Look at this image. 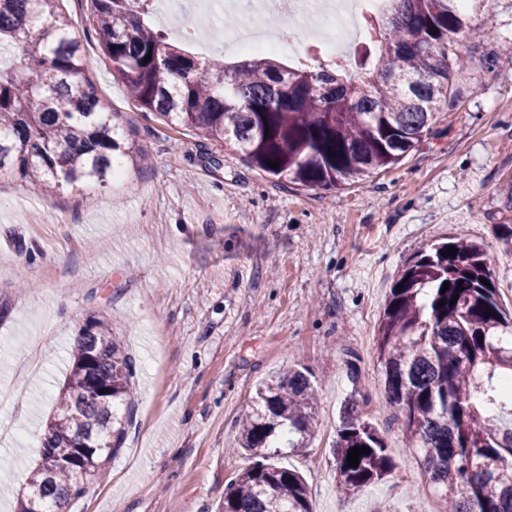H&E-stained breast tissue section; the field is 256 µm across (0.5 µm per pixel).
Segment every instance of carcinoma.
Returning a JSON list of instances; mask_svg holds the SVG:
<instances>
[{"label":"carcinoma","mask_w":512,"mask_h":512,"mask_svg":"<svg viewBox=\"0 0 512 512\" xmlns=\"http://www.w3.org/2000/svg\"><path fill=\"white\" fill-rule=\"evenodd\" d=\"M151 2L91 0V29L131 97L309 189L360 182L414 150L434 114L463 98L470 64L460 34L492 36L474 20L483 0H383L351 68L262 53L226 63L169 42L154 27ZM10 48L22 61L0 66V171L15 168L55 193L112 181L117 156L128 152L56 0H0V51ZM275 160L276 170L268 165ZM376 350L408 451L422 458L448 512H512V309L499 301L484 247L453 235L410 257L386 301ZM133 369L108 323L88 316L41 437V459L52 467L28 474L17 512H68L89 491L123 443L118 407L131 396ZM366 404L352 395L336 430V489L345 496L397 466V451L363 416ZM315 424L306 369L261 382L239 428L240 451L253 462L227 484L219 512H311L305 477L278 460L306 447ZM364 446L370 453L348 465L350 449Z\"/></svg>","instance_id":"carcinoma-1"}]
</instances>
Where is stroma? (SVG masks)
Here are the masks:
<instances>
[{
    "label": "stroma",
    "mask_w": 512,
    "mask_h": 512,
    "mask_svg": "<svg viewBox=\"0 0 512 512\" xmlns=\"http://www.w3.org/2000/svg\"><path fill=\"white\" fill-rule=\"evenodd\" d=\"M182 9L184 23L164 25L170 41L196 27L211 43L192 42L194 52L239 60L234 16L193 13L190 0ZM479 21L494 36L463 41L465 97L435 114L420 146L364 183L314 190L275 182L234 143L141 110L97 39L83 38L86 74L145 164L52 199L17 170L0 171V292L11 298L0 322V422L40 434L88 316L107 320L135 362L123 444L71 512H215L248 464L238 422L256 385L293 366L317 389L312 437L286 460L304 474L313 512H444L405 448L375 345L390 288L432 240L482 242L501 301L512 304V248L502 239L512 225V57L496 53L512 41V13L495 5ZM21 276L30 286L13 292ZM356 391L368 395L366 414L397 449V466L343 496L330 447ZM38 455L0 438V461L16 464L0 512H14Z\"/></svg>",
    "instance_id": "obj_1"
}]
</instances>
